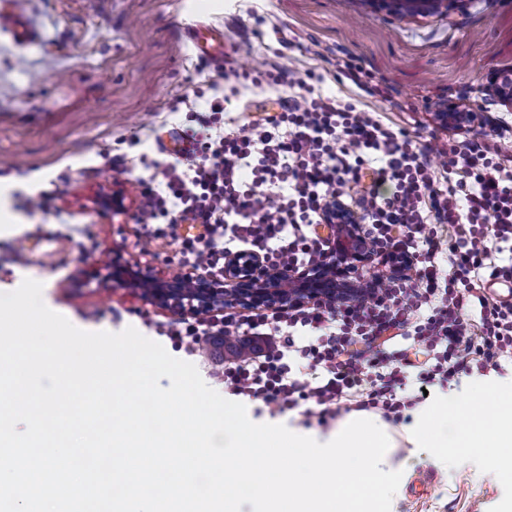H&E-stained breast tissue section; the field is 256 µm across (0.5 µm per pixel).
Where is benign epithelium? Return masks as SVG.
Returning a JSON list of instances; mask_svg holds the SVG:
<instances>
[{
    "mask_svg": "<svg viewBox=\"0 0 512 512\" xmlns=\"http://www.w3.org/2000/svg\"><path fill=\"white\" fill-rule=\"evenodd\" d=\"M397 9L401 5L430 4L435 8L454 0H376ZM496 96L512 104V79L497 71L488 74ZM434 121L444 128L481 124L479 112H434ZM334 259L324 268L302 273L274 268L259 256L229 254L224 259V281H208L190 273L165 277L152 267L127 268L135 294L160 308L186 307L196 314L222 313L230 307L274 309L296 303H342L362 295L348 279L351 270L373 258L365 251L351 225H343L331 249Z\"/></svg>",
    "mask_w": 512,
    "mask_h": 512,
    "instance_id": "obj_1",
    "label": "benign epithelium"
}]
</instances>
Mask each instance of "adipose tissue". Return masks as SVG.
Returning a JSON list of instances; mask_svg holds the SVG:
<instances>
[{"label":"adipose tissue","instance_id":"adipose-tissue-1","mask_svg":"<svg viewBox=\"0 0 512 512\" xmlns=\"http://www.w3.org/2000/svg\"><path fill=\"white\" fill-rule=\"evenodd\" d=\"M460 396L468 404V413L456 419L457 430L452 433L448 421L455 419V400ZM387 431L395 441L385 457L390 469L404 463L402 449L426 448L432 463L441 468L479 453L488 460L487 476L512 470V380L473 376L452 387L437 388L428 402L413 411L411 424H391Z\"/></svg>","mask_w":512,"mask_h":512}]
</instances>
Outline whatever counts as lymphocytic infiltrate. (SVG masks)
Listing matches in <instances>:
<instances>
[{"label":"lymphocytic infiltrate","mask_w":512,"mask_h":512,"mask_svg":"<svg viewBox=\"0 0 512 512\" xmlns=\"http://www.w3.org/2000/svg\"><path fill=\"white\" fill-rule=\"evenodd\" d=\"M314 72H254L287 85L275 111L228 132L224 100L213 98L182 129V148L153 161L143 180L138 221L144 237L196 225L181 240L180 263L223 275L228 242L271 266L301 272L325 265L330 241L318 228L344 207L359 215L372 244L402 255L411 274L389 278L362 304H313L257 319L227 315L192 339L237 336L253 344L245 359H215L235 394L278 407L323 408L352 398L357 408L399 413L410 370L423 384L448 382L512 358V302L491 297L488 281L512 280V157L462 140L436 166L432 147L377 113L315 94ZM298 354L312 378L289 362Z\"/></svg>","instance_id":"1"}]
</instances>
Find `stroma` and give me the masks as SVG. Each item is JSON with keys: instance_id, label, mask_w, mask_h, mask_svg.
<instances>
[{"instance_id": "35a3bbf8", "label": "stroma", "mask_w": 512, "mask_h": 512, "mask_svg": "<svg viewBox=\"0 0 512 512\" xmlns=\"http://www.w3.org/2000/svg\"><path fill=\"white\" fill-rule=\"evenodd\" d=\"M28 42L0 25V283L43 284L42 299L77 328L118 333L135 328L175 358L193 363L224 392L211 356L173 332L191 316L139 300L125 268L139 263L181 273L178 237L148 239L136 208L117 212L96 194L118 183L138 196L142 155L155 136L187 125L190 113L226 96L224 125L253 120L239 74L276 67L323 75L319 92L358 103L406 129L418 144H456L437 126L433 102L485 115L469 137L512 155V105L488 87L490 71H512V0H456L424 11L378 10L371 0H21ZM224 31V63L195 55L185 28ZM360 59L380 93L370 97L338 75L346 56ZM126 162L112 166L113 157ZM53 197L50 211L29 198ZM395 512H512V473L498 480L442 470L420 449Z\"/></svg>"}]
</instances>
